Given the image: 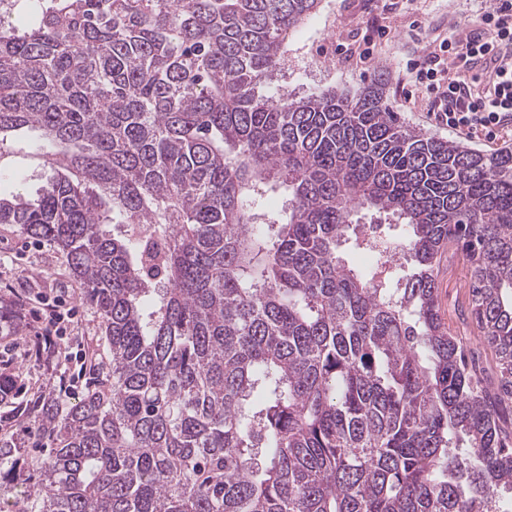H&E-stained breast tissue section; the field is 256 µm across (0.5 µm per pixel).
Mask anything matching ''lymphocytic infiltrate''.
<instances>
[{
  "label": "lymphocytic infiltrate",
  "instance_id": "obj_1",
  "mask_svg": "<svg viewBox=\"0 0 512 512\" xmlns=\"http://www.w3.org/2000/svg\"><path fill=\"white\" fill-rule=\"evenodd\" d=\"M477 36L450 35L406 63L413 83L427 85L441 109L435 118L449 130L492 132L512 121V0H495L476 19ZM448 54L447 82H438L437 64Z\"/></svg>",
  "mask_w": 512,
  "mask_h": 512
}]
</instances>
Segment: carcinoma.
<instances>
[{
    "instance_id": "carcinoma-1",
    "label": "carcinoma",
    "mask_w": 512,
    "mask_h": 512,
    "mask_svg": "<svg viewBox=\"0 0 512 512\" xmlns=\"http://www.w3.org/2000/svg\"><path fill=\"white\" fill-rule=\"evenodd\" d=\"M321 0H35L0 14V162L52 171L0 224L66 254L105 328L69 403L0 414L14 512H501L512 492V151L400 121L376 82L259 87ZM288 190L280 211L268 196ZM413 265L350 266L358 213ZM470 261L487 376L442 321ZM46 439L26 458L21 439ZM468 273L469 263L463 254L448 250L442 254L437 269L440 314L447 326L454 324L456 329L460 328L462 336H467V345L480 363L495 364L494 352L476 337L480 336L477 330L472 326L462 329V314H467L470 308Z\"/></svg>"
}]
</instances>
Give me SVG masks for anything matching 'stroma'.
Segmentation results:
<instances>
[{
	"mask_svg": "<svg viewBox=\"0 0 512 512\" xmlns=\"http://www.w3.org/2000/svg\"><path fill=\"white\" fill-rule=\"evenodd\" d=\"M486 0H321L317 11L292 35L272 88L313 92L334 87L357 92L385 80L389 101L406 125L431 136L482 151L512 150V126L496 138L470 136L436 125L430 108L434 96L413 85L403 74V61L422 53L419 25L433 34L448 36L449 23L473 31V20ZM380 22L385 37L375 38L372 63L359 54L372 22ZM0 299L19 307L22 321L11 334L0 333V366L10 365L25 387V399L40 395H77L84 378L81 367H46L35 354L36 331L42 323L32 314L38 296H68L76 317L60 344L69 352L104 350L105 329L85 300L82 283L68 274L65 256L48 242L23 234L14 224H0ZM469 263L458 252H447L437 269L438 304L444 323L460 325L470 308L467 288Z\"/></svg>",
	"mask_w": 512,
	"mask_h": 512,
	"instance_id": "obj_1",
	"label": "stroma"
}]
</instances>
